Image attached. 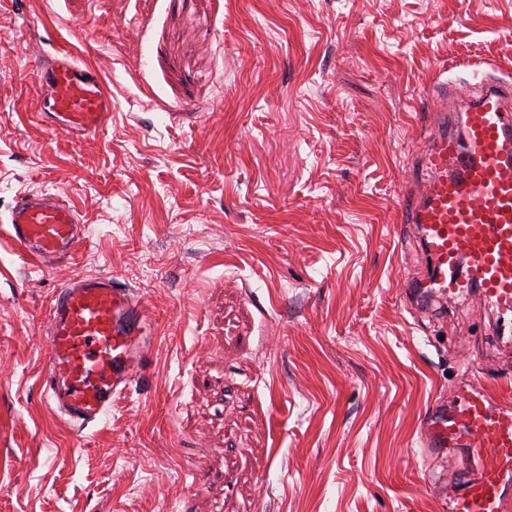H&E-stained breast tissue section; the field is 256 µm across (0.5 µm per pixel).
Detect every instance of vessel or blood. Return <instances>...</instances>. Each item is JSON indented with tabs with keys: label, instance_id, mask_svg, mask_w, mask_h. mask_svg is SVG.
<instances>
[{
	"label": "vessel or blood",
	"instance_id": "b4317fda",
	"mask_svg": "<svg viewBox=\"0 0 512 512\" xmlns=\"http://www.w3.org/2000/svg\"><path fill=\"white\" fill-rule=\"evenodd\" d=\"M42 121L74 137L103 131L112 97L97 68L64 52L37 68ZM421 178L400 207L429 261L407 279L426 296L478 292L512 313V85L484 78L448 106L413 159ZM21 255L40 263L70 257L86 230L68 203L22 195L5 219ZM149 319L131 289L107 275L82 276L53 296L48 313V398L76 429L102 418L148 362ZM428 453L448 459L450 512H506L512 504V401L470 382L436 397L421 420Z\"/></svg>",
	"mask_w": 512,
	"mask_h": 512
}]
</instances>
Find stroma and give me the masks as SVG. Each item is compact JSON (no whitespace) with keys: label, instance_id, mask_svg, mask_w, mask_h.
<instances>
[{"label":"stroma","instance_id":"obj_1","mask_svg":"<svg viewBox=\"0 0 512 512\" xmlns=\"http://www.w3.org/2000/svg\"><path fill=\"white\" fill-rule=\"evenodd\" d=\"M99 68L112 121L36 116V64ZM512 83V0H0V215L73 206L44 266L0 237V512H444L419 423L471 379L512 399L478 294H406L399 222L439 93ZM134 288L140 382L82 433L46 403V314L76 277Z\"/></svg>","mask_w":512,"mask_h":512}]
</instances>
